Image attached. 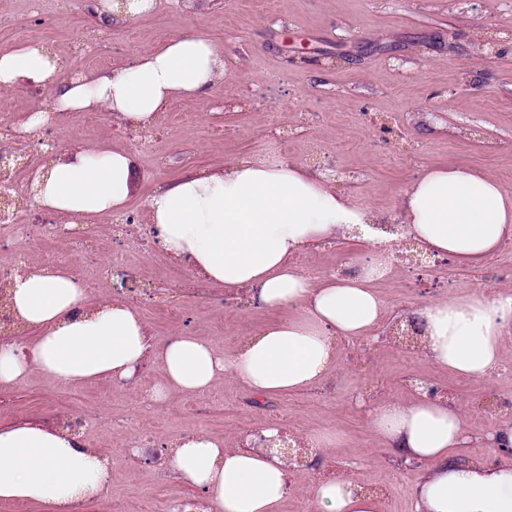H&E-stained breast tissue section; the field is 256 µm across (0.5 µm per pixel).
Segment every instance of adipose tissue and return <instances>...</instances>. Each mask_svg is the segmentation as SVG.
Masks as SVG:
<instances>
[{"label":"adipose tissue","mask_w":512,"mask_h":512,"mask_svg":"<svg viewBox=\"0 0 512 512\" xmlns=\"http://www.w3.org/2000/svg\"><path fill=\"white\" fill-rule=\"evenodd\" d=\"M36 45L0 52V86L24 78L54 85L57 110L106 109L118 118L151 123L173 100L213 91L224 55L206 37L185 33L139 53L133 66L91 72L71 81ZM132 159L101 145L37 170V202L88 221L121 212L131 190ZM149 210L163 250L199 276L228 289L251 288L259 304L294 308L232 353L185 333L153 345L140 311L115 299L91 304L84 282L64 270H19L10 288L12 311L37 337L0 342V384L33 372L64 385L108 378L131 382L158 359L165 379L150 393L165 402L171 389L196 393L232 376L270 397L313 388L329 373L338 343L364 336L381 318L371 289L374 267L342 270L314 283L295 264L318 244L360 229L370 247L389 234L373 230L375 216L299 165L239 162L221 175H188L159 189ZM403 237L425 251L477 266L512 238V194L494 177L451 164L428 169L401 203ZM421 328L420 353L473 379H486L512 335V295L448 296L412 312ZM371 425L404 461L428 463L414 495L418 512H512V427L498 430L503 451L487 465L462 454L464 415L443 396L386 403ZM171 476L200 488L204 512H276L288 494L286 461L250 449H230L203 434L181 439L168 464ZM111 481L108 457L64 431L22 425L0 431V500L34 503L44 512H74L103 498ZM315 512H383L382 500L355 480L332 477L314 487Z\"/></svg>","instance_id":"adipose-tissue-1"}]
</instances>
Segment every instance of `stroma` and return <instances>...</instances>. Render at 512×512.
<instances>
[{
    "label": "stroma",
    "instance_id": "stroma-1",
    "mask_svg": "<svg viewBox=\"0 0 512 512\" xmlns=\"http://www.w3.org/2000/svg\"><path fill=\"white\" fill-rule=\"evenodd\" d=\"M99 0H0V51L48 44L66 73L92 71L93 54L111 69L133 65L139 53L187 32L209 37L224 53V72L205 96L178 99L150 126L124 122L99 110V122L66 114L43 127L38 140L17 136L24 114L54 106V92L25 81L0 88V147L32 167L66 158L69 151L107 143L126 151L135 172L130 201L97 221L95 248L40 239L42 224L67 216L20 200L30 237L0 248V267L45 269L50 262L89 281L92 303L122 289L103 268L118 262L147 292L130 295L154 342L193 333L224 352L239 348L288 310L253 302L248 289L226 292L172 260L148 240V201L165 183L187 174L223 173L243 161L265 165L271 152L330 181L337 192L366 206L382 223L402 225L400 201L424 170L464 164L512 191V0H160L154 14L103 29ZM489 39L498 54L477 50ZM393 261L375 287L385 312L365 337L341 341L324 382L305 393L261 398L232 378L207 392L171 391L166 403L145 401L162 368L149 360L134 383L109 380L69 387L33 372L16 386H0V430L21 425L78 431L86 447L109 456L106 496L80 512H196L202 491L166 474L176 441L204 432L240 448L248 433L275 426L290 445L326 435L316 463L289 471V491L277 512H304L319 479L351 477L377 487L384 512H416L414 489L423 463L393 456L370 423L374 407L411 402L426 388L453 399L466 416L467 456L496 462L493 435L512 426V338L502 363L484 380L443 371L406 349L393 335L406 310L451 295L512 292V239L476 268L424 252L406 238L390 241ZM371 251L359 232L322 243L298 257V267L322 280ZM176 297L177 315L155 310L151 290ZM154 421V437L136 455L124 452L131 415ZM93 418L77 429L78 418Z\"/></svg>",
    "mask_w": 512,
    "mask_h": 512
}]
</instances>
